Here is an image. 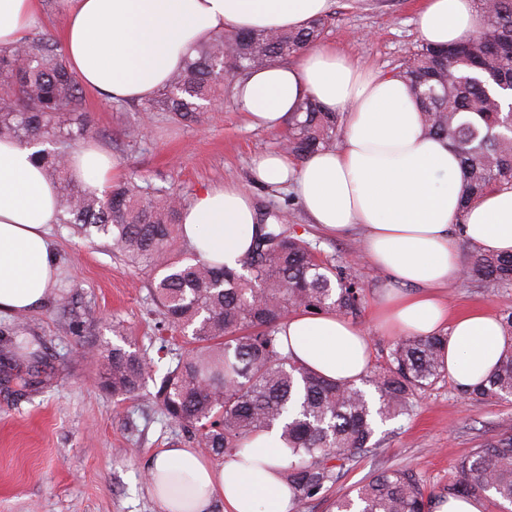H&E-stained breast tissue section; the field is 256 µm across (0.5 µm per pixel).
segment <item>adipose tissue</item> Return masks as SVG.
Instances as JSON below:
<instances>
[{
	"label": "adipose tissue",
	"mask_w": 512,
	"mask_h": 512,
	"mask_svg": "<svg viewBox=\"0 0 512 512\" xmlns=\"http://www.w3.org/2000/svg\"><path fill=\"white\" fill-rule=\"evenodd\" d=\"M62 46L81 82L113 100H145L167 82L197 42L222 30L297 28L332 0H68ZM37 0H0V45L27 38ZM420 36L445 45L475 35L472 0H423ZM347 115L341 147L302 164L287 154L258 157L253 181L292 186L311 223L343 236L359 232L367 259L391 284L373 313L387 335L447 334L444 368L467 387L496 367L506 338L492 310L450 313L444 288L463 276L457 242L512 252V190L459 203L460 168L446 140L426 135L419 103L399 77L360 65L325 42L294 65L275 63L237 81L235 100L251 126L282 129L306 97ZM32 148L0 140V314L32 311L49 296L58 257L49 237L58 189ZM71 175L102 194L117 160L87 141L66 157ZM257 210L234 184L209 186L181 211L185 241L205 260L237 266L250 249ZM284 334L295 359L326 378L351 382L371 363L370 337L334 313L290 315ZM290 452L277 433L254 436L243 458L215 464L173 446L150 461V492L161 512H291L284 478Z\"/></svg>",
	"instance_id": "ef3b65f1"
}]
</instances>
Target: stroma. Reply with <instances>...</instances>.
I'll list each match as a JSON object with an SVG mask.
<instances>
[{"label": "stroma", "mask_w": 512, "mask_h": 512, "mask_svg": "<svg viewBox=\"0 0 512 512\" xmlns=\"http://www.w3.org/2000/svg\"><path fill=\"white\" fill-rule=\"evenodd\" d=\"M417 3L334 0L324 39L366 66L395 72L422 42L414 22ZM85 104L95 141L118 161L121 177L175 184L187 201L201 188L232 183L249 192L257 207L287 209L291 229L322 257L351 266L363 290L356 322L371 337L372 366L384 362L392 339L380 334L372 314L387 278L362 256L357 234L327 235L310 224L292 192L251 179L253 160L281 150L283 131L251 127L228 101L193 124L153 117L149 135L133 141L124 135L136 117L133 110H113L105 96L91 92ZM51 237L59 276L47 303L20 319L0 317L1 332L23 326L55 369L50 387L18 401L0 386V512H159L149 492V462L159 449L186 437L156 406L154 384L124 400L102 390L93 354L119 343L150 358L162 373L184 355L188 339L158 332L149 269L86 243L62 224L52 226ZM444 295L456 311H512V287L485 288L463 279ZM505 431H512V398L474 405L451 381L439 382L418 395L410 414L378 424L376 448L304 512H334L336 499L384 469H412L426 492L440 493L460 458Z\"/></svg>", "instance_id": "35a3bbf8"}]
</instances>
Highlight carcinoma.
I'll return each instance as SVG.
<instances>
[{
	"instance_id": "obj_1",
	"label": "carcinoma",
	"mask_w": 512,
	"mask_h": 512,
	"mask_svg": "<svg viewBox=\"0 0 512 512\" xmlns=\"http://www.w3.org/2000/svg\"><path fill=\"white\" fill-rule=\"evenodd\" d=\"M483 27L448 47L420 44L397 75L415 90L426 134L448 140L460 160V198L467 206L490 190L512 189V132L503 122L502 94L512 92V0H478ZM328 20L271 33L220 31L197 43L156 96L137 105L139 122L129 139L156 112L176 122H194L213 102L235 99L217 60L229 58L232 77L286 62L320 42ZM343 114L306 99L288 120L285 151L304 160L333 149L343 131ZM94 134L84 90L63 50L34 36L18 46H0V137L37 148L45 176L57 184L56 222L91 245L110 244L133 264L154 272L150 282L164 330L190 336L193 347L161 377L154 398L164 416L215 457L239 455L255 435L281 428L291 449L284 477L297 508L335 484L341 471L373 447L376 420L407 414L415 397L444 380L448 336L405 335L394 341L379 370L356 383H336L298 363L280 333L293 313H361L362 290L351 269L323 261L313 244L291 232L288 214H262L250 250L231 269L201 259L172 255L174 225L183 204L175 189L142 193L119 182L97 197L83 190L60 162L62 153ZM272 216L276 223H266ZM466 278L483 287L512 285V255L474 248ZM501 325L509 339L499 365L462 393L474 403L512 397V311ZM27 354V377L14 378L16 357ZM43 357L20 329L0 336V382H16L23 397L52 381ZM102 387L116 397L137 395L152 378L150 364L120 345L98 353ZM379 394L373 405L359 383ZM451 496L491 497L512 506V433L485 439L455 466L443 489ZM430 512L431 496L413 472L385 469L336 500V512Z\"/></svg>"
}]
</instances>
